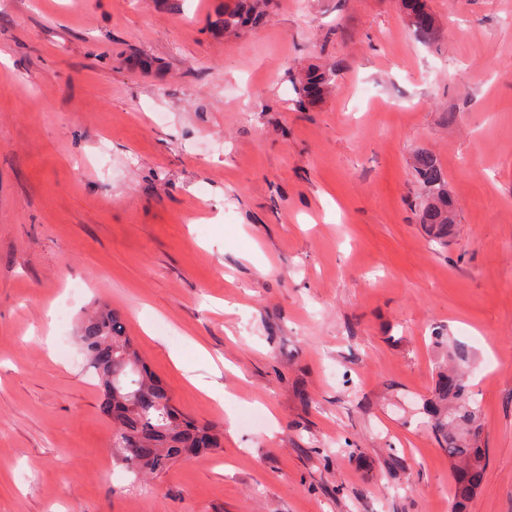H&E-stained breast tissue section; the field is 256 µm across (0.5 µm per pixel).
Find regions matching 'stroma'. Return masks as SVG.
Returning <instances> with one entry per match:
<instances>
[{
    "label": "stroma",
    "mask_w": 512,
    "mask_h": 512,
    "mask_svg": "<svg viewBox=\"0 0 512 512\" xmlns=\"http://www.w3.org/2000/svg\"><path fill=\"white\" fill-rule=\"evenodd\" d=\"M224 3L0 0V512H452L440 332L473 353L468 512H512V0H428V37L402 0H271L230 34ZM96 304L221 448L113 458ZM332 71L330 72H319V71H313L309 72L301 87V95L304 99H301L298 101L299 106H305L306 101L305 99L309 101L316 100L320 98L327 90L329 81L331 80ZM415 167L429 194V200L422 209L421 223L426 225L433 241L442 247L447 246L454 224L442 168L434 155L427 151L417 154Z\"/></svg>",
    "instance_id": "35a3bbf8"
}]
</instances>
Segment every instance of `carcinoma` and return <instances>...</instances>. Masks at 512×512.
I'll use <instances>...</instances> for the list:
<instances>
[{"instance_id": "1", "label": "carcinoma", "mask_w": 512, "mask_h": 512, "mask_svg": "<svg viewBox=\"0 0 512 512\" xmlns=\"http://www.w3.org/2000/svg\"><path fill=\"white\" fill-rule=\"evenodd\" d=\"M404 5L415 31L429 34L434 17L427 0H404ZM266 6L267 0H228L224 4V31L259 23L266 15ZM330 80L331 73L326 71L308 73L299 105L320 98ZM416 172L429 194L421 223L433 241L446 247L454 224L444 173L427 151L417 154ZM81 343L95 374H112V382L104 385H112L115 395H104L100 410L112 420V448L128 470L154 475L180 460L222 447L211 426L196 423L175 406L170 390L134 348L118 314L106 310L91 316L82 327ZM469 361L466 345L448 342V368L437 374L427 408L431 430L452 468L453 512H466L467 503L485 482L488 466L481 439L480 405L468 384Z\"/></svg>"}]
</instances>
